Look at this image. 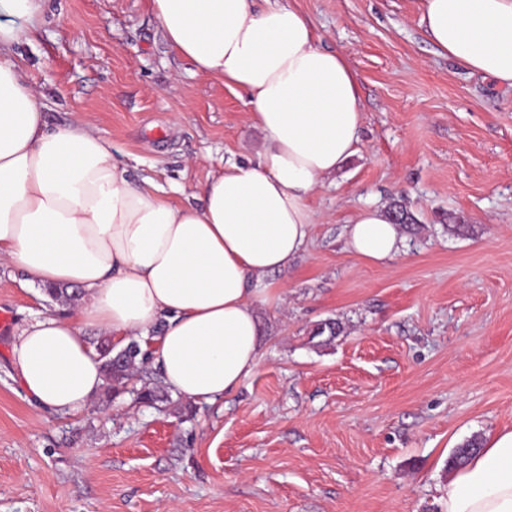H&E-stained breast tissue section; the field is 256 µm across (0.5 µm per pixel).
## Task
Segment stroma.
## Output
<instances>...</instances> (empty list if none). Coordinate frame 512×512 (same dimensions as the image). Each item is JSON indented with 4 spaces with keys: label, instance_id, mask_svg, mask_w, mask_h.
Instances as JSON below:
<instances>
[{
    "label": "stroma",
    "instance_id": "35a3bbf8",
    "mask_svg": "<svg viewBox=\"0 0 512 512\" xmlns=\"http://www.w3.org/2000/svg\"><path fill=\"white\" fill-rule=\"evenodd\" d=\"M293 2L347 57L364 123L256 301L258 371L214 404L129 388L40 410L12 342L63 308L0 266V512H444L453 448L512 429V87L439 54L420 0ZM15 53L50 126L82 117L175 202L264 148L246 94L193 72L150 0H45ZM397 197L402 252L366 262L345 226Z\"/></svg>",
    "mask_w": 512,
    "mask_h": 512
}]
</instances>
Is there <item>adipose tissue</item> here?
<instances>
[{
	"label": "adipose tissue",
	"instance_id": "adipose-tissue-1",
	"mask_svg": "<svg viewBox=\"0 0 512 512\" xmlns=\"http://www.w3.org/2000/svg\"><path fill=\"white\" fill-rule=\"evenodd\" d=\"M43 0H0V263L32 286L80 288L68 316L33 319L12 365L36 407L70 413L106 387L85 330L117 345L150 342L172 393L213 403L258 369L255 298L305 250L314 193L352 156L363 112L347 58L321 48L310 17L273 0H152L167 43L194 72L244 90L267 135L257 161L224 166L194 203L133 183L111 142L77 120L49 128L15 45ZM433 43L470 72L512 86V0H421ZM348 247L380 264L398 257L399 225L379 207L345 227ZM161 333H154L158 320ZM445 512H512V430L448 477Z\"/></svg>",
	"mask_w": 512,
	"mask_h": 512
}]
</instances>
